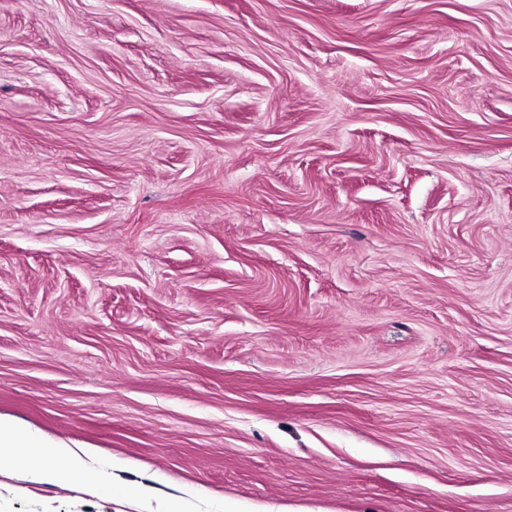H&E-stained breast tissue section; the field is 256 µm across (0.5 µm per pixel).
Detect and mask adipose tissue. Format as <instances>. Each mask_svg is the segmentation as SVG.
I'll return each instance as SVG.
<instances>
[{"label":"adipose tissue","instance_id":"adipose-tissue-1","mask_svg":"<svg viewBox=\"0 0 512 512\" xmlns=\"http://www.w3.org/2000/svg\"><path fill=\"white\" fill-rule=\"evenodd\" d=\"M0 447L13 449L8 457V465L26 467L41 480L66 487L73 482H80L87 487L102 490L107 486L103 469L91 465L87 450H74L69 446L53 442L37 435L15 420L0 416ZM67 454L70 465L59 470L51 463L52 455Z\"/></svg>","mask_w":512,"mask_h":512}]
</instances>
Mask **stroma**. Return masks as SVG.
Listing matches in <instances>:
<instances>
[{
	"label": "stroma",
	"mask_w": 512,
	"mask_h": 512,
	"mask_svg": "<svg viewBox=\"0 0 512 512\" xmlns=\"http://www.w3.org/2000/svg\"><path fill=\"white\" fill-rule=\"evenodd\" d=\"M0 416L111 495L512 512V0H0Z\"/></svg>",
	"instance_id": "obj_1"
}]
</instances>
